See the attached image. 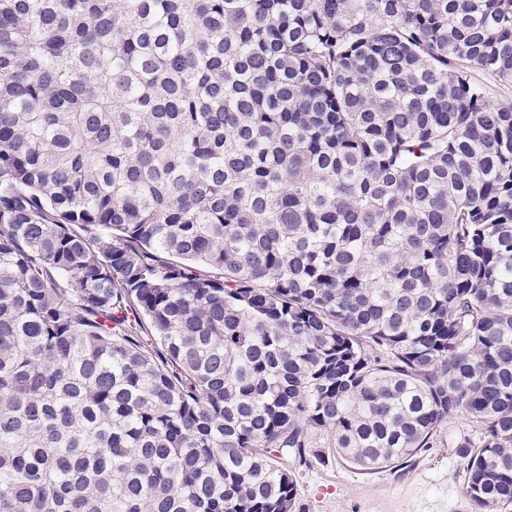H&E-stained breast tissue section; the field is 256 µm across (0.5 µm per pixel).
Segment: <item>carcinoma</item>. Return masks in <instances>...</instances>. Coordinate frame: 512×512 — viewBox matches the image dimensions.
<instances>
[{"label": "carcinoma", "instance_id": "obj_1", "mask_svg": "<svg viewBox=\"0 0 512 512\" xmlns=\"http://www.w3.org/2000/svg\"><path fill=\"white\" fill-rule=\"evenodd\" d=\"M512 0H0V512H295L463 416L512 507Z\"/></svg>", "mask_w": 512, "mask_h": 512}]
</instances>
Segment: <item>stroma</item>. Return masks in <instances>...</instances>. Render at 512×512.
<instances>
[{
    "label": "stroma",
    "mask_w": 512,
    "mask_h": 512,
    "mask_svg": "<svg viewBox=\"0 0 512 512\" xmlns=\"http://www.w3.org/2000/svg\"><path fill=\"white\" fill-rule=\"evenodd\" d=\"M476 431L465 417L442 425L433 447L419 451L406 466L364 473L328 448L317 436L318 453L293 465L296 512H473L464 488L465 462L455 443Z\"/></svg>",
    "instance_id": "1"
}]
</instances>
